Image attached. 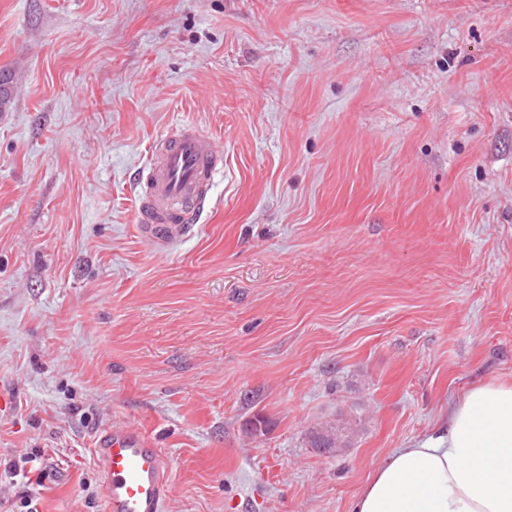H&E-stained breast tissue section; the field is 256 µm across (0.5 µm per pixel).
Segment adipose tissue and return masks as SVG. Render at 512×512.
I'll return each mask as SVG.
<instances>
[{
  "label": "adipose tissue",
  "mask_w": 512,
  "mask_h": 512,
  "mask_svg": "<svg viewBox=\"0 0 512 512\" xmlns=\"http://www.w3.org/2000/svg\"><path fill=\"white\" fill-rule=\"evenodd\" d=\"M352 512H512V383L468 389L372 474Z\"/></svg>",
  "instance_id": "adipose-tissue-1"
}]
</instances>
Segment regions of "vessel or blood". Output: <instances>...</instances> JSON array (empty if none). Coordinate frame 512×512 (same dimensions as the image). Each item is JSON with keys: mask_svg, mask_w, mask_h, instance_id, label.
I'll use <instances>...</instances> for the list:
<instances>
[{"mask_svg": "<svg viewBox=\"0 0 512 512\" xmlns=\"http://www.w3.org/2000/svg\"><path fill=\"white\" fill-rule=\"evenodd\" d=\"M224 149L185 126L156 140L135 179L143 237L156 249L182 242L204 210ZM95 458L105 489L104 512H165L170 492L166 458L140 428L108 424L97 433Z\"/></svg>", "mask_w": 512, "mask_h": 512, "instance_id": "b4317fda", "label": "vessel or blood"}]
</instances>
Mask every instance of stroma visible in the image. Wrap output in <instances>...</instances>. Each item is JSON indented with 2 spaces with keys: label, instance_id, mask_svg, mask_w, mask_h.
Returning a JSON list of instances; mask_svg holds the SVG:
<instances>
[{
  "label": "stroma",
  "instance_id": "stroma-1",
  "mask_svg": "<svg viewBox=\"0 0 512 512\" xmlns=\"http://www.w3.org/2000/svg\"><path fill=\"white\" fill-rule=\"evenodd\" d=\"M1 69L5 512H103L113 422L166 512H350L512 382V0H0ZM183 125L224 168L161 252L132 178ZM344 442L343 430L333 426L311 432L308 440L310 447L321 453H332L336 448H341Z\"/></svg>",
  "mask_w": 512,
  "mask_h": 512
}]
</instances>
